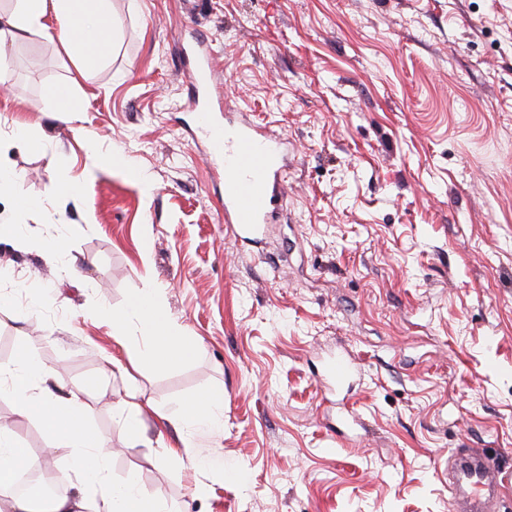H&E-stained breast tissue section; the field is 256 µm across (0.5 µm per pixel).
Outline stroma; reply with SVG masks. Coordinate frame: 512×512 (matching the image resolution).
Segmentation results:
<instances>
[{
	"instance_id": "obj_1",
	"label": "stroma",
	"mask_w": 512,
	"mask_h": 512,
	"mask_svg": "<svg viewBox=\"0 0 512 512\" xmlns=\"http://www.w3.org/2000/svg\"><path fill=\"white\" fill-rule=\"evenodd\" d=\"M112 0L121 33L81 73L57 41L0 44L12 68L0 93V164L23 175L0 196L50 201L45 239L68 257L0 241V291L33 305L0 315L6 360L35 350L86 395L112 438L114 479L137 472L171 512H448L452 453L487 451L504 470L494 512H512V0ZM205 42L216 92L236 117L286 139L283 211L257 243L224 222L222 172L192 131L185 56ZM70 87L73 123L49 89ZM43 151L11 136L16 124ZM120 145L149 175L101 167L84 143ZM140 288L198 346L177 368L133 379L100 304ZM356 357L351 391L319 376L329 352ZM152 401L147 437L112 414L128 387ZM224 392V429L194 437L220 468L176 469L160 444L179 434L160 413ZM42 456L47 436L0 396V427Z\"/></svg>"
}]
</instances>
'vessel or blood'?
Returning <instances> with one entry per match:
<instances>
[{
	"label": "vessel or blood",
	"instance_id": "b4317fda",
	"mask_svg": "<svg viewBox=\"0 0 512 512\" xmlns=\"http://www.w3.org/2000/svg\"><path fill=\"white\" fill-rule=\"evenodd\" d=\"M191 53L193 67L188 80L205 94L214 81L210 52L199 41ZM193 125L212 156L224 165L225 223L234 225L239 240L258 241L280 199L283 141L250 121H220L205 97L194 103ZM356 369L355 360L340 352L330 355L324 365L328 383L333 387L348 382ZM450 483L469 488L462 504L464 512H485L491 498L503 488V470L495 457L483 454L455 469Z\"/></svg>",
	"mask_w": 512,
	"mask_h": 512
}]
</instances>
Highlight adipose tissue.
I'll return each instance as SVG.
<instances>
[{
    "mask_svg": "<svg viewBox=\"0 0 512 512\" xmlns=\"http://www.w3.org/2000/svg\"><path fill=\"white\" fill-rule=\"evenodd\" d=\"M57 21L55 36L77 68L98 66L112 44V0H13L8 23L16 38L46 32L47 16ZM101 311L116 329L133 368L151 364L174 368L195 353L194 346L167 317L156 288L136 291L119 310ZM8 395L24 416L36 417L48 434V450H65L61 476L65 493L50 497L40 512H168L158 496L142 491L135 474L113 480L110 436L92 427L81 392L61 393L54 370L37 354L25 352L0 362V395ZM164 418L180 436H217L224 427V393L207 390L173 402ZM36 458L22 448L8 428L0 427V486L12 483L19 467H35Z\"/></svg>",
    "mask_w": 512,
    "mask_h": 512,
    "instance_id": "adipose-tissue-1",
    "label": "adipose tissue"
}]
</instances>
